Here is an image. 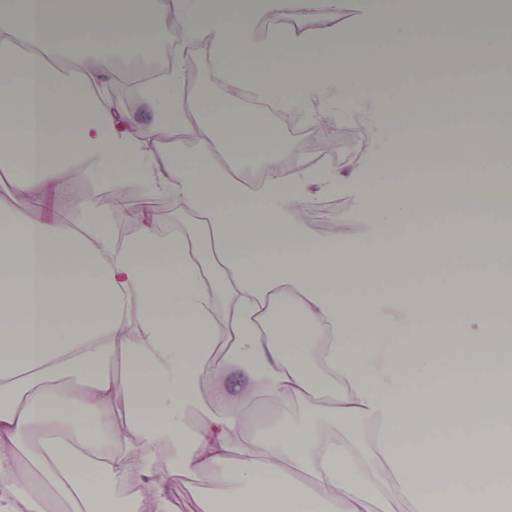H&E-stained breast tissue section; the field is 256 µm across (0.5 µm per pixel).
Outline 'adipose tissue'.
I'll use <instances>...</instances> for the list:
<instances>
[{
    "label": "adipose tissue",
    "mask_w": 512,
    "mask_h": 512,
    "mask_svg": "<svg viewBox=\"0 0 512 512\" xmlns=\"http://www.w3.org/2000/svg\"><path fill=\"white\" fill-rule=\"evenodd\" d=\"M283 4L263 0L256 13L244 0H123L113 10L0 0V170L23 203L0 222V512H47L55 499L76 512H179L171 489L189 477L224 480L200 512H512L504 476L474 463L512 451V371L502 366L512 327L497 323L495 300L512 256L473 265L464 238L405 235L420 201L412 185L380 195L363 243L342 225L294 223L295 201L327 173L284 174L278 140H243L253 113L185 95L178 74L144 97L175 130L207 127L191 150L132 126L106 98L117 56H148L156 20L172 14L184 39L209 46L228 85L276 65L272 81L254 84L292 109L335 91L380 99L367 79L379 58L339 62L337 46L388 40L409 62L433 61L417 34L442 19L423 0L346 27L334 22L340 0H305L315 22L306 35L275 25ZM502 7L482 0L470 67L486 83L507 44ZM260 17L270 21L262 32ZM57 57L67 72L52 70ZM449 122L479 125L490 159L480 183L454 184L455 200L498 188L508 171L499 113ZM217 142L261 160L260 192L225 190ZM79 174L143 185L133 233L69 194ZM165 194L208 223L160 229L153 199ZM61 208L70 223H53ZM443 254L457 264L454 291L438 277L382 288L383 275ZM273 308L283 314L267 339ZM311 356L334 385L331 405L311 399ZM475 370L477 387L465 380ZM261 399L285 418L305 405L307 416L288 429L244 428ZM191 411L201 427L186 423Z\"/></svg>",
    "instance_id": "obj_1"
}]
</instances>
